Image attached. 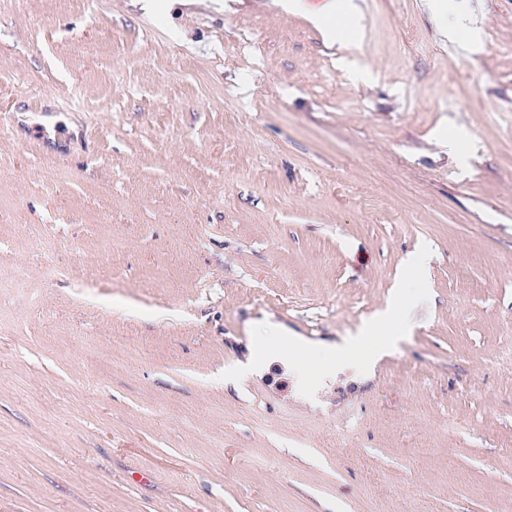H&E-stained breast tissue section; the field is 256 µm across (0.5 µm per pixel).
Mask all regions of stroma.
I'll use <instances>...</instances> for the list:
<instances>
[{
    "mask_svg": "<svg viewBox=\"0 0 512 512\" xmlns=\"http://www.w3.org/2000/svg\"><path fill=\"white\" fill-rule=\"evenodd\" d=\"M208 2L0 0V512H512V0H448L468 50L423 0L335 45ZM424 242L332 414L225 386L247 320L356 331ZM424 9L431 20L435 23L437 32L440 36L448 38L449 35L451 39L458 43L464 42L463 33L470 30V18L467 15L462 16L456 26L449 27L445 20V7L442 1L425 0Z\"/></svg>",
    "mask_w": 512,
    "mask_h": 512,
    "instance_id": "stroma-1",
    "label": "stroma"
}]
</instances>
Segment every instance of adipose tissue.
I'll list each match as a JSON object with an SVG mask.
<instances>
[{
    "label": "adipose tissue",
    "mask_w": 512,
    "mask_h": 512,
    "mask_svg": "<svg viewBox=\"0 0 512 512\" xmlns=\"http://www.w3.org/2000/svg\"><path fill=\"white\" fill-rule=\"evenodd\" d=\"M308 16L335 41L357 30L362 8L358 0H321ZM430 258L425 247L410 256L386 307L357 332L336 340L310 341L269 316L250 322L245 329V351L235 370L225 374V382L261 381L278 364L297 378L303 405L313 411H329L330 383L338 370L353 366L359 383L370 381L380 362L412 331V313L429 297L426 268Z\"/></svg>",
    "instance_id": "adipose-tissue-1"
}]
</instances>
